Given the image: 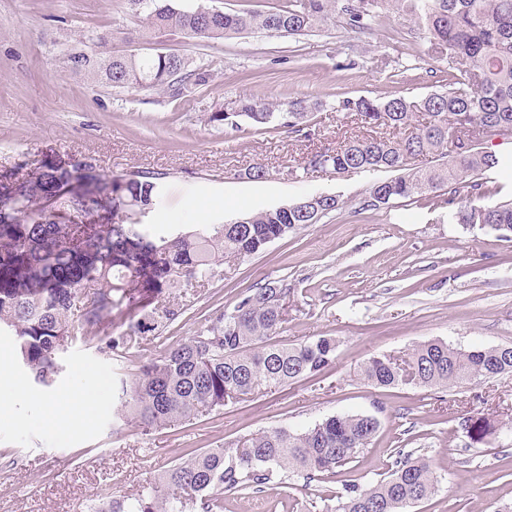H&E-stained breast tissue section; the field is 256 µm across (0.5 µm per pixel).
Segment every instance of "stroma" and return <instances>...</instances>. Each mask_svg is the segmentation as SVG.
Returning <instances> with one entry per match:
<instances>
[{
  "mask_svg": "<svg viewBox=\"0 0 512 512\" xmlns=\"http://www.w3.org/2000/svg\"><path fill=\"white\" fill-rule=\"evenodd\" d=\"M140 28L126 0H0V170L85 158L110 175L165 173L148 221L172 233L311 193L340 195L341 210L188 289L179 318L145 334L121 366L137 373L141 362L194 336L212 312L279 279L290 288L280 341L331 336L335 357L317 376L175 427L123 426L114 398L120 364L97 345L139 317L140 299L132 297L99 327L95 343L68 348L52 389L28 384L26 399L0 413V512H91L98 499L136 496L190 452L357 413L377 415L381 429L356 462L325 479L280 472L276 489L225 491L224 512H326L344 484L371 485L400 451L426 457L442 477L439 493L411 512H495L512 502V435L476 443L462 426L471 416L512 421V373L446 390L377 387L358 375L370 356H402L429 340L462 349L512 345V241L452 223L447 209L420 202L359 210L369 188L387 179L384 171L293 174L312 151L372 135L369 125L334 110L337 97H420L439 88L445 62L414 24L390 13L359 37L349 35L340 14L300 36L252 32L200 41ZM95 31L112 33L113 51L174 50L211 77L176 99L67 75L65 48ZM401 55L416 59L417 69L396 74ZM244 96L283 104L305 98L325 108L310 139L213 120ZM257 164L265 179H247ZM78 391L94 397V412L55 418L52 401Z\"/></svg>",
  "mask_w": 512,
  "mask_h": 512,
  "instance_id": "1",
  "label": "stroma"
}]
</instances>
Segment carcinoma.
<instances>
[{
    "instance_id": "1",
    "label": "carcinoma",
    "mask_w": 512,
    "mask_h": 512,
    "mask_svg": "<svg viewBox=\"0 0 512 512\" xmlns=\"http://www.w3.org/2000/svg\"><path fill=\"white\" fill-rule=\"evenodd\" d=\"M128 2L144 13L147 30L202 41L248 31L305 35L327 25L338 11L355 34L370 29L384 12L413 22L447 62V88L416 98H343L336 111L384 133L312 153L295 176L318 169L338 175L353 168L400 171L402 175L374 184L359 210L387 208L399 199L437 207L446 190L448 205L461 195L475 200L449 213L452 222L512 237V200L479 203L486 194L482 176L512 163L481 147H465L474 123L512 127V0H284L272 11H220L211 17L196 8H180L173 0ZM111 40L109 35L97 37L100 52L71 47L66 54L71 73L112 88L158 90L172 98L183 95L190 83L209 81L207 69L191 66L176 51L117 55L110 50ZM324 107L297 99L279 109L246 96L235 111L217 113L212 120L236 126L243 118L257 131L299 133ZM429 157L438 163L409 167L410 160ZM163 179L150 171L101 174L86 158L22 176L0 174V331L12 334L17 362L37 385L51 387L63 371L61 354L77 341H92L132 292H140L146 303L137 322L106 343L117 358L137 348L142 334L174 322L180 311L178 291L209 282L225 259L257 254L273 240L304 224H317L343 206L336 194L319 199L308 195L227 224L173 234L133 219L151 211ZM289 292L284 281H268L232 309L213 314L187 341L142 363L134 377H119L116 418L148 431L172 426L320 373L335 357V338L274 341L285 321ZM404 363L414 384L447 389L512 373V346L465 350L433 340L417 345ZM359 376L383 387L405 384L403 371L385 355L364 362ZM474 423L472 439L477 442L503 429L485 418ZM380 426L372 414H343L301 432L263 430L233 448L194 451L137 496L100 499L93 510L224 512V491L266 488L276 468L311 478L336 473L356 461ZM439 484L425 459L400 454L375 484L344 485L336 496V512H404L436 495Z\"/></svg>"
}]
</instances>
